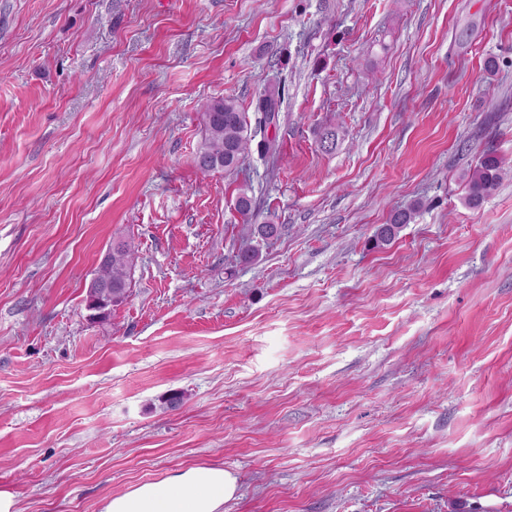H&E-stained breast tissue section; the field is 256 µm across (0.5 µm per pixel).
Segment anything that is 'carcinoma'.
Listing matches in <instances>:
<instances>
[{
  "instance_id": "1",
  "label": "carcinoma",
  "mask_w": 512,
  "mask_h": 512,
  "mask_svg": "<svg viewBox=\"0 0 512 512\" xmlns=\"http://www.w3.org/2000/svg\"><path fill=\"white\" fill-rule=\"evenodd\" d=\"M285 87L277 83L261 92L252 102L254 116L243 111L234 97H217L206 100L201 106L203 136L194 162L203 173L216 170L234 171L248 158L252 143H257L258 152L273 156L278 151L276 140L268 136V128L279 120ZM506 171V162L488 151L466 174L467 203L478 208L497 187ZM235 207L248 224V230L262 237L277 233L273 224H253L255 217L252 189L240 187ZM416 209L396 210L387 223L380 225L374 237L379 244L392 242L400 229L411 222ZM136 261V247L129 241L112 245V261L104 269L101 279L111 283L109 288H99L86 295L85 309L88 320L95 322L108 318L114 308L129 297L132 271Z\"/></svg>"
}]
</instances>
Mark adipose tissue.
<instances>
[{
  "label": "adipose tissue",
  "instance_id": "ef3b65f1",
  "mask_svg": "<svg viewBox=\"0 0 512 512\" xmlns=\"http://www.w3.org/2000/svg\"><path fill=\"white\" fill-rule=\"evenodd\" d=\"M237 479L220 466L198 465L113 495L103 512H223Z\"/></svg>",
  "mask_w": 512,
  "mask_h": 512
}]
</instances>
